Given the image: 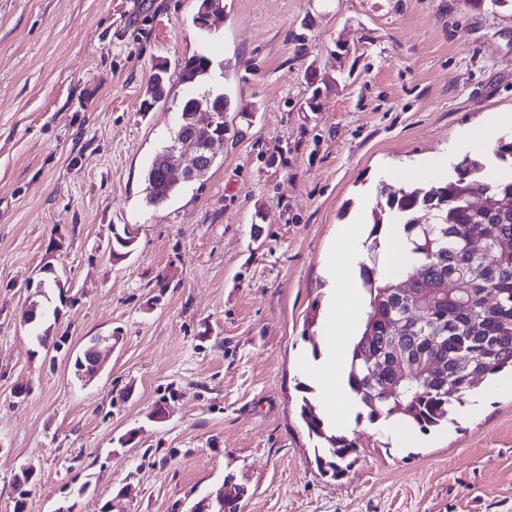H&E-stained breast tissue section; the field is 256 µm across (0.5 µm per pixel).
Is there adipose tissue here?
<instances>
[{
  "label": "adipose tissue",
  "instance_id": "obj_1",
  "mask_svg": "<svg viewBox=\"0 0 512 512\" xmlns=\"http://www.w3.org/2000/svg\"><path fill=\"white\" fill-rule=\"evenodd\" d=\"M364 229L359 223L342 225L339 232L341 253L328 261L329 302L324 313L322 355L308 367V374L321 392L324 417L335 418L352 402L345 381L335 370L349 349V338L359 322L358 296L353 283L358 276Z\"/></svg>",
  "mask_w": 512,
  "mask_h": 512
}]
</instances>
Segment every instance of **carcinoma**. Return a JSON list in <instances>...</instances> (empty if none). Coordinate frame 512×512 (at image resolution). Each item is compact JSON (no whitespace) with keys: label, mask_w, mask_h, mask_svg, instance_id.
<instances>
[{"label":"carcinoma","mask_w":512,"mask_h":512,"mask_svg":"<svg viewBox=\"0 0 512 512\" xmlns=\"http://www.w3.org/2000/svg\"><path fill=\"white\" fill-rule=\"evenodd\" d=\"M212 67L208 55H193L179 64V82L193 87ZM165 72L166 67H159L142 108L147 110L165 97ZM233 108L226 93L209 89L183 100L180 124L190 130L202 115H212V140L222 148L227 113ZM166 154L165 149L156 154L144 176L145 199L155 209L182 185L161 174ZM491 156L503 169L494 181L486 180L484 162L466 158L428 188L380 187L383 202L369 236L380 233L381 216L387 215L391 223L403 225L413 263L403 277V288L379 275L377 253L369 257L370 264L360 267L368 310L347 377L372 423L393 419L428 431L448 420L463 392L477 388L488 376L512 370V137L500 138ZM476 196L493 200L492 207L474 208ZM419 210L427 212L428 223L415 220L413 214ZM476 235L492 250L481 253L469 248L468 241ZM136 248L128 225H112V261L127 259ZM400 363L410 365L418 378L397 381L391 368ZM302 401L301 417L309 433L327 442L328 459L318 458L319 465L336 477L358 448L348 436L328 433L313 404L306 397ZM225 484L230 492L209 508L240 512L246 489L231 475ZM13 485L14 512H25L32 473L20 470Z\"/></svg>","instance_id":"obj_1"}]
</instances>
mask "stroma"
<instances>
[{
  "label": "stroma",
  "instance_id": "1",
  "mask_svg": "<svg viewBox=\"0 0 512 512\" xmlns=\"http://www.w3.org/2000/svg\"><path fill=\"white\" fill-rule=\"evenodd\" d=\"M197 5L0 0V512L22 467L26 512H188L229 475L242 512H512V390L493 379L404 442L346 415L337 477L300 416L340 225L372 223L392 167L425 187L512 134L492 122L512 114V8L221 0L203 33ZM200 51L230 66L224 160L155 209L144 173L189 89L170 78L148 112L144 91ZM115 224L138 242L117 264ZM47 266L67 302L36 292ZM36 300L71 347L116 336L91 384L31 338Z\"/></svg>",
  "mask_w": 512,
  "mask_h": 512
}]
</instances>
